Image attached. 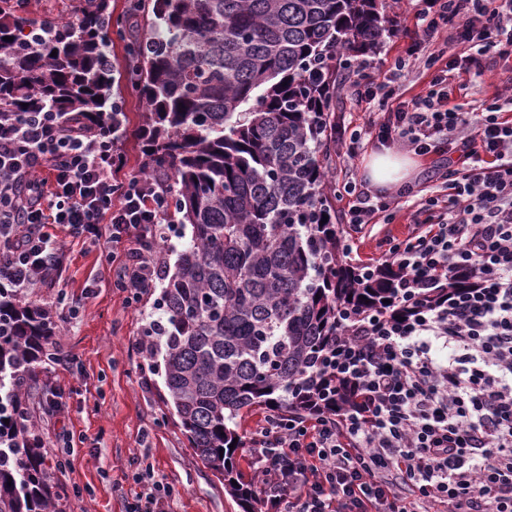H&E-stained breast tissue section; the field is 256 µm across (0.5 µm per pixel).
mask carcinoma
Masks as SVG:
<instances>
[{
	"label": "carcinoma",
	"mask_w": 512,
	"mask_h": 512,
	"mask_svg": "<svg viewBox=\"0 0 512 512\" xmlns=\"http://www.w3.org/2000/svg\"><path fill=\"white\" fill-rule=\"evenodd\" d=\"M141 2L157 35L129 43L125 70L145 104L144 170L169 175L191 226L142 348L198 459L240 512H267L236 470L238 417L312 407L338 311L394 309L393 271L364 276L321 223L338 51L376 50L389 20L382 0ZM27 24L0 12V120L48 103L91 119L122 99L105 60L109 0L35 47ZM56 330L47 309L0 288V512H61L22 393Z\"/></svg>",
	"instance_id": "obj_1"
}]
</instances>
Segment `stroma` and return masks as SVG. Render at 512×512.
I'll return each instance as SVG.
<instances>
[{
  "mask_svg": "<svg viewBox=\"0 0 512 512\" xmlns=\"http://www.w3.org/2000/svg\"><path fill=\"white\" fill-rule=\"evenodd\" d=\"M422 0L406 10L388 0L391 33L368 55L372 76L390 69L397 56L417 39L415 12ZM359 62L339 68L333 113L336 143L327 164V193L337 229L346 224L348 198L343 185L365 178L364 163L386 147L378 136L380 112H368L351 100L348 82L361 79ZM455 90L453 106L464 112L492 103L502 85L512 82V70L496 64L492 54L478 56ZM125 132L119 141L127 172L144 162L140 133L143 104L125 92ZM363 130L353 159H344L353 130ZM413 202H399L391 223L369 224L349 256L362 263L385 249L386 239L404 238L419 217ZM64 244L62 273L23 292L24 300L48 309L60 328L53 339L54 359L38 365L26 383L28 409L43 442L47 466L61 489L62 512H126L141 491L136 476L151 471L170 491L171 512H239L223 483L196 457L177 417L163 401L167 391L160 376L147 368L140 342L146 324L158 318L157 288L128 304L118 285L125 260L122 250L56 227ZM62 397L61 410L50 409L47 393Z\"/></svg>",
  "mask_w": 512,
  "mask_h": 512,
  "instance_id": "obj_1",
  "label": "stroma"
}]
</instances>
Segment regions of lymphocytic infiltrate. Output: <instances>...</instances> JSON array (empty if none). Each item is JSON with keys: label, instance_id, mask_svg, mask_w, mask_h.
Here are the masks:
<instances>
[{"label": "lymphocytic infiltrate", "instance_id": "f902f5d3", "mask_svg": "<svg viewBox=\"0 0 512 512\" xmlns=\"http://www.w3.org/2000/svg\"><path fill=\"white\" fill-rule=\"evenodd\" d=\"M415 18L417 65L398 60L352 95L385 112L382 137L420 155L441 139L459 157L443 191L418 200L423 221L363 266L396 271L407 316L342 311L315 411L268 413L250 433L271 512H512V119L495 103L477 123L448 105L471 52L512 69V0H427ZM416 67L431 74L426 91L395 100ZM124 112L116 102L90 123L46 106L0 123V288L58 271L48 224L123 247L129 303L154 287L170 186L123 175L119 141L101 130ZM344 192L349 254L392 203L362 183Z\"/></svg>", "mask_w": 512, "mask_h": 512}]
</instances>
